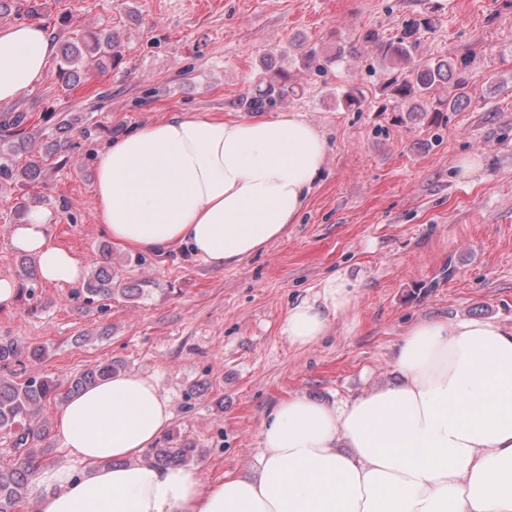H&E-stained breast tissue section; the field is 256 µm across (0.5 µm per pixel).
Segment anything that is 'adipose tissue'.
Masks as SVG:
<instances>
[{
    "label": "adipose tissue",
    "mask_w": 512,
    "mask_h": 512,
    "mask_svg": "<svg viewBox=\"0 0 512 512\" xmlns=\"http://www.w3.org/2000/svg\"><path fill=\"white\" fill-rule=\"evenodd\" d=\"M54 52L39 23L1 29L0 103L35 85ZM327 151L325 134L298 112H175L100 152L94 214L127 250L186 248L221 268L297 223ZM49 228L47 213L31 211L12 225L11 243L43 280L76 286L84 266ZM354 299L348 280L329 278L320 303L292 306L280 333L311 346L327 336L330 313ZM395 362L400 383L344 404L280 402L264 421L252 474L228 471L210 484L146 458L172 421L169 400L153 378L114 374L60 410L66 460L35 472L37 512H512V328L425 319L403 335Z\"/></svg>",
    "instance_id": "obj_1"
}]
</instances>
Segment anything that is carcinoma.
Returning a JSON list of instances; mask_svg holds the SVG:
<instances>
[{
	"instance_id": "obj_1",
	"label": "carcinoma",
	"mask_w": 512,
	"mask_h": 512,
	"mask_svg": "<svg viewBox=\"0 0 512 512\" xmlns=\"http://www.w3.org/2000/svg\"><path fill=\"white\" fill-rule=\"evenodd\" d=\"M421 27L420 23H410L400 36L391 40H385L378 32L368 30L360 35V39L374 49L386 75V86L396 100L424 99L436 83L451 81L453 86L449 102H461L466 98V86L460 80L452 81L450 65L438 61L407 66L417 52ZM115 56L112 34L104 30L88 32L72 39L62 45L57 64L59 83L66 88L73 87L79 83L80 73L91 68L102 69L112 63ZM275 93L274 85L267 86L250 100L249 108L261 110L273 104L276 101ZM77 123V118L64 115L59 123L62 137L55 141L47 156L41 160L30 161L19 171L11 164L0 162V182L19 180L30 184L38 181L45 171L43 162L65 148L69 134ZM116 291L132 297L135 289L112 288V275L104 267L95 270L84 282L83 292L89 302L107 300ZM115 371L116 368L110 363L97 365L63 383L38 376H30L22 381L0 378V429L14 432L19 449L14 463L7 467L0 466V512H17L19 504L27 498L33 472L41 464L43 452L33 447V443L47 439L51 433L48 422L40 419L42 406L51 400L63 401L69 395L109 378ZM195 456L197 449L179 443L153 449L151 460L159 466L187 465Z\"/></svg>"
}]
</instances>
